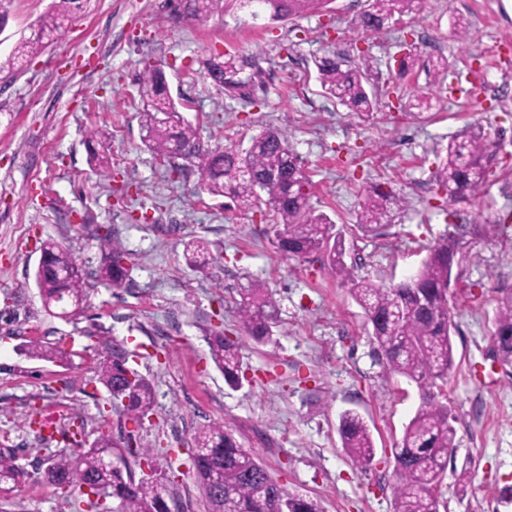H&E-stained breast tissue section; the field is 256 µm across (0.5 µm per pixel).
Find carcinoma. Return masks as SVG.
<instances>
[{
	"instance_id": "cac0c4a2",
	"label": "carcinoma",
	"mask_w": 512,
	"mask_h": 512,
	"mask_svg": "<svg viewBox=\"0 0 512 512\" xmlns=\"http://www.w3.org/2000/svg\"><path fill=\"white\" fill-rule=\"evenodd\" d=\"M83 0H53L41 17L38 32L19 41L8 60L0 63V72L23 67L47 47V39L64 22L81 10ZM241 7L258 5L269 19L287 20L326 6L328 0H237ZM415 0H368V8L359 16L358 26L365 32H378L396 18L409 14ZM224 10V0H174L176 20L203 25ZM317 80L324 92L340 105L362 118L374 115V100L366 88L370 60L354 66L350 61L329 53L314 61ZM208 78L228 93L241 94L260 75L254 57L217 55L207 60ZM138 95L145 147L165 156L178 152L183 160L178 168L194 169L198 175L197 192L230 199L227 208L244 213L269 207L274 216L275 245L289 258L321 256L324 269L349 285V290L364 310L372 327V338L385 358L389 370L414 382L422 393L421 404L392 450L396 483L393 487L394 512H440V484L448 468V449L455 447L456 430L448 406L438 397L454 367L448 299V280L461 255V243L453 235L429 248L419 270L408 280L383 287L357 277L345 261L346 249L334 222L316 213L310 203L311 180L289 147L285 132L266 128L252 137L248 149L240 151L229 143L215 149L205 148L196 128L178 111L168 95L163 70L145 64L138 81ZM99 148L91 150L89 162L106 176L112 157L106 145V132L100 127L89 131ZM439 163L432 178L446 200L477 196L490 176L494 153L481 135L461 136L438 153ZM406 201L391 189L375 185L366 191L360 205L357 228L365 236L378 237L382 229L395 221ZM100 264L95 279L118 293L128 281L127 256L121 244L106 236L99 244ZM184 258L190 265L209 264V249L202 240L184 245ZM44 308L53 312L60 296L87 298V274L70 252L50 239L42 246V259L35 271ZM236 309L245 333L257 342L273 335L277 324L276 303L265 285L249 280L238 290ZM495 356L506 373L512 372V290L502 293L492 332ZM210 355L223 372L225 383L239 387L242 362L238 341L216 332L207 337ZM31 356L65 362L68 353L58 345L39 342L29 345ZM98 382L107 392H117L131 418L147 416L155 404L153 385L127 366L115 354L98 363ZM338 433L341 447L361 467L372 464L376 449L364 418L347 410L340 415ZM193 460L201 486L211 475L222 480L221 496L208 497L210 512H321L313 500L291 495L273 481L265 468L232 434L220 425L206 426L193 438ZM136 453L122 439L101 434L88 448H77L69 455L51 457L43 479L61 489L92 487L100 496L117 498L121 512H170L167 479L156 473L135 478L126 462L105 465L111 457ZM28 473L17 464L16 449L0 446V498L17 491Z\"/></svg>"
}]
</instances>
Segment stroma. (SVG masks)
I'll return each instance as SVG.
<instances>
[{
    "label": "stroma",
    "instance_id": "obj_1",
    "mask_svg": "<svg viewBox=\"0 0 512 512\" xmlns=\"http://www.w3.org/2000/svg\"><path fill=\"white\" fill-rule=\"evenodd\" d=\"M52 0H13L0 29V59L29 36ZM367 0H334L331 10L273 22L227 6L207 24L175 23L156 0H85L46 50L13 76L0 74V446L18 450L26 483L0 512H76L79 489L46 484L39 465L90 445L103 432L132 437L151 451L177 505L191 497L210 512L193 467V434L220 424L282 487L317 501L323 512H393L391 448L421 403L415 383L378 360L362 308L349 287L319 262L285 259L273 245L269 208L241 213L224 198L197 195V177L174 174L142 144L138 77L162 64L182 116L203 145L248 148L265 127L288 134L312 182V205L345 240V261L379 285L407 279L428 246L456 235L462 260L450 292L455 365L441 403L456 446L440 492L446 512H512V375L494 355L497 299L512 289V198L499 191L512 175V0H418L384 32L356 19ZM469 22L466 34L457 16ZM337 52L370 56L378 86L372 120L327 97L314 59ZM419 60L405 78L395 61ZM257 56L273 74L261 91L225 95L207 79L211 55ZM448 62L437 77L423 62ZM109 133L112 175H96L86 133ZM491 138L495 161L484 192L446 201L431 180L437 151L461 134ZM384 183L408 206L382 236L356 229L372 185ZM111 229L127 254L130 287L120 295L91 287L75 320L50 315L34 273L43 240L66 247L86 271L100 262L95 237ZM204 238L213 262L186 265L185 241ZM262 281L278 308L272 341L255 343L237 315V288ZM168 336L155 328L170 317ZM219 330L241 345V388H229L205 340ZM63 343L65 363L30 357V342ZM121 350L151 381L153 415L126 416L98 383L100 354ZM366 420L376 445L371 466H356L341 446L340 415ZM468 472L467 494L457 477Z\"/></svg>",
    "mask_w": 512,
    "mask_h": 512
}]
</instances>
